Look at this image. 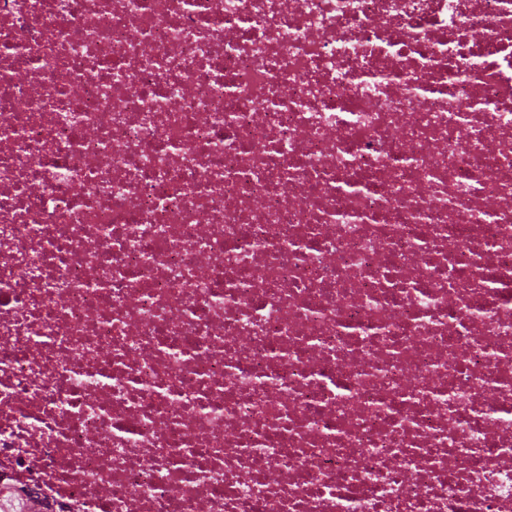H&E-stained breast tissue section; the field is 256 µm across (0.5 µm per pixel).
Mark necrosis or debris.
<instances>
[{
    "mask_svg": "<svg viewBox=\"0 0 512 512\" xmlns=\"http://www.w3.org/2000/svg\"><path fill=\"white\" fill-rule=\"evenodd\" d=\"M0 477L512 512V0H0Z\"/></svg>",
    "mask_w": 512,
    "mask_h": 512,
    "instance_id": "obj_1",
    "label": "necrosis or debris"
}]
</instances>
